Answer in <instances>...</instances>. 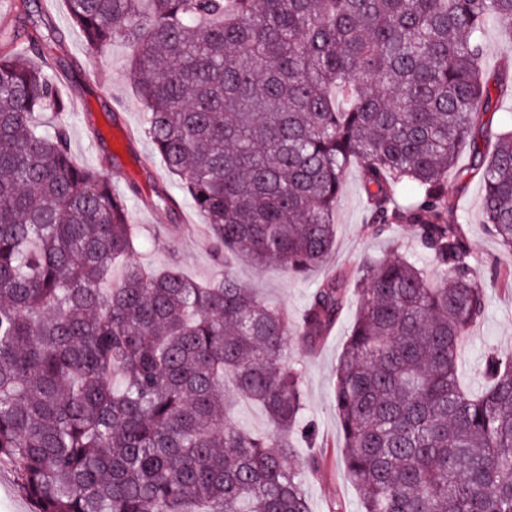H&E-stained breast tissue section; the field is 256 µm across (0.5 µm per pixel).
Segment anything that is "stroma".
Returning a JSON list of instances; mask_svg holds the SVG:
<instances>
[{"mask_svg": "<svg viewBox=\"0 0 512 512\" xmlns=\"http://www.w3.org/2000/svg\"><path fill=\"white\" fill-rule=\"evenodd\" d=\"M32 4L39 10L38 21L53 64L74 69V79L66 86L73 105L64 119L72 155L79 164L98 169L116 193L126 196L138 234L135 261L148 268L175 262L187 277L199 282L222 279L224 266L214 257L201 217L143 134L146 114L136 95L128 44L117 40L90 51L64 0H32ZM470 156V146H463L455 169L448 175V195L457 215L463 218L465 233L481 261L479 277L487 285L485 317L472 326L462 356L463 380L476 388L482 383L479 369L487 349L512 355V292L492 283L494 268L512 265V256L483 222L482 182L465 173ZM160 186L166 187L174 199L172 208L146 206V199ZM365 219L359 167L352 164L336 207V244L325 265L303 278L274 264L258 268L240 261L234 263L233 271L240 280L257 288L271 306L296 322L311 292L330 270L353 274L366 260L394 254L426 260L410 227H400L388 237H375L367 230ZM356 314V304H349L345 316L317 350L308 351L293 341L283 353L285 364L298 366L303 372L305 421L314 426L318 443L325 447L326 464L307 483L312 512H332L338 504L344 512L359 510L358 490L342 471L343 434L331 391L336 365Z\"/></svg>", "mask_w": 512, "mask_h": 512, "instance_id": "obj_1", "label": "stroma"}]
</instances>
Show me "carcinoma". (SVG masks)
<instances>
[{"label":"carcinoma","instance_id":"1","mask_svg":"<svg viewBox=\"0 0 512 512\" xmlns=\"http://www.w3.org/2000/svg\"><path fill=\"white\" fill-rule=\"evenodd\" d=\"M87 45L132 48L144 134L224 260L202 284L136 263L127 200L72 157L71 100L37 25L0 27V466L37 512H311L291 439L304 410L288 341L315 347L348 301L333 273L291 323L231 270L324 264L356 163L368 231L412 227L439 275L370 260L333 399L360 512H512V357L460 382L487 309L479 259L449 218L448 172L472 144L484 224L512 252V117L485 119L481 34L512 39V0H65ZM410 200L396 204L398 189ZM279 434L226 420L224 377ZM302 427V426H300ZM302 432L313 440L315 429Z\"/></svg>","mask_w":512,"mask_h":512}]
</instances>
